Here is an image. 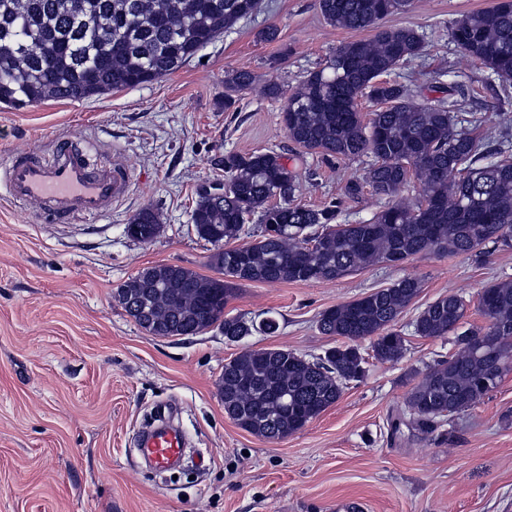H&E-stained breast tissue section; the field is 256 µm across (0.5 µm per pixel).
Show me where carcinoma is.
Here are the masks:
<instances>
[{"mask_svg": "<svg viewBox=\"0 0 512 512\" xmlns=\"http://www.w3.org/2000/svg\"><path fill=\"white\" fill-rule=\"evenodd\" d=\"M408 3L318 0L332 26L371 35L339 46L290 92L282 112L288 138L306 152L373 158L366 182L385 200L383 209L367 222L338 224L336 203L314 209L294 202L296 179L281 155L218 157L214 165L224 169V192L200 196L191 213L198 236L214 246L210 266L218 276L174 264L142 269L118 288L119 302L136 323L163 337L187 331L196 336L217 323L224 339L237 343L278 328L271 317L256 323L224 314L247 283L334 281L427 251L479 257L489 244L512 248V156L484 147L474 134L476 119L472 130L457 129L458 112L474 89L453 81L437 87L440 96L417 100L408 85L381 80L424 48L414 29L383 25ZM259 6L260 0H0V104L79 101L153 82ZM450 37L502 81L512 80V0L462 15ZM254 81L246 69L225 75L224 110L235 106V92ZM362 98L377 109L361 112ZM412 180L419 196L405 197ZM255 214L260 234L236 244ZM127 227L140 242L161 229L149 207ZM420 290L421 281L406 276L324 310L319 331L342 344L312 361L287 349H243L224 363V414L268 440L303 429L340 399L344 384L364 376L366 361L355 352L359 341L371 340L378 362H400L406 344L395 326ZM468 304L450 293L415 319L416 335H452L458 346L423 370L406 398L409 425L421 434L477 404L512 370V278L483 288L477 308L485 325L461 332ZM484 334L487 347L470 349L468 337Z\"/></svg>", "mask_w": 512, "mask_h": 512, "instance_id": "obj_1", "label": "carcinoma"}]
</instances>
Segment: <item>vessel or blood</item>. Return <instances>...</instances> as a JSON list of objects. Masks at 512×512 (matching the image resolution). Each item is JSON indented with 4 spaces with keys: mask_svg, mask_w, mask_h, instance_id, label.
I'll list each match as a JSON object with an SVG mask.
<instances>
[{
    "mask_svg": "<svg viewBox=\"0 0 512 512\" xmlns=\"http://www.w3.org/2000/svg\"><path fill=\"white\" fill-rule=\"evenodd\" d=\"M0 180L13 201L36 205L59 224L106 214L124 201L132 188L125 166L99 162L90 146L68 137L57 138L49 156L14 155L0 167ZM185 448L184 431L171 422L139 434L140 454L157 472L181 466Z\"/></svg>",
    "mask_w": 512,
    "mask_h": 512,
    "instance_id": "1",
    "label": "vessel or blood"
}]
</instances>
